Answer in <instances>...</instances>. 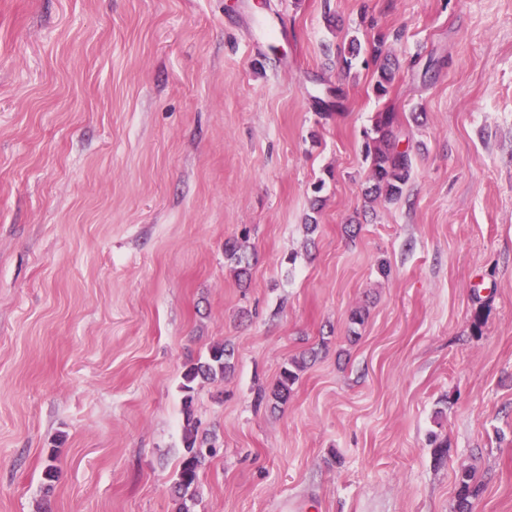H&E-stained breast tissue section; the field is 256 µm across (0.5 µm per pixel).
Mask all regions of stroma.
I'll list each match as a JSON object with an SVG mask.
<instances>
[{
    "instance_id": "obj_1",
    "label": "stroma",
    "mask_w": 512,
    "mask_h": 512,
    "mask_svg": "<svg viewBox=\"0 0 512 512\" xmlns=\"http://www.w3.org/2000/svg\"><path fill=\"white\" fill-rule=\"evenodd\" d=\"M224 342L192 512H512V0H0V512H175ZM388 39V34L378 32L367 43V48H365V53L376 67L378 73L375 91L380 96L388 93L389 85L394 77V70L398 67L396 61L392 59L389 51L386 49ZM398 125L397 112H379L371 129L373 136L369 132L365 134L364 153L369 163V181L372 182L366 192L368 202L399 200L411 178L413 158L409 148H400L396 134ZM246 240L228 239L224 243V256L231 264L232 270L240 285L250 280V263L247 253ZM233 359L234 350L225 342L212 346L203 361L199 359L197 362L191 363L186 367L183 372V384L181 388L186 393L183 403L188 426L191 425V392L194 390L193 384L197 379L214 380L218 376L225 378L234 370ZM316 352L314 350L305 351L299 357L294 358L290 367H284L279 375L277 381L271 387L269 393L266 390H260L257 393V403H262L264 400H270L275 406L279 404H286L290 396L292 386L299 378L298 371H301L308 361L315 358ZM197 428L193 425L184 436V455L179 463L174 483L177 512H190L187 501L194 498L198 482V471L206 455L213 456V447L205 448L207 438L198 440Z\"/></svg>"
}]
</instances>
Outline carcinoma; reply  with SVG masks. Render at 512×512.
I'll return each mask as SVG.
<instances>
[{"label":"carcinoma","mask_w":512,"mask_h":512,"mask_svg":"<svg viewBox=\"0 0 512 512\" xmlns=\"http://www.w3.org/2000/svg\"><path fill=\"white\" fill-rule=\"evenodd\" d=\"M398 38L399 34L392 36L386 33H377L367 43V48H361L357 39L350 40L348 55L342 57L343 66L347 69L353 66L360 52H365L376 67L378 80L375 91L383 96L388 93L389 85L394 77L397 63L392 59L386 49L389 38ZM399 125L398 114L387 110L375 116L371 133L365 134V159L369 163V181L371 187L366 192L368 201L374 202L382 199L386 202L399 200L408 184L412 170L413 158L411 151L400 148L396 134ZM224 256L231 264L232 270L239 284L243 285L250 280V263L247 246L244 241L229 239L224 243ZM316 352L305 351L293 359L290 366L282 369L279 378L270 391L260 390L257 393V403L270 400L274 405H283L288 402L292 386L299 378L298 371L302 370L307 362L313 360ZM234 350L228 343L212 346L205 359L199 360L186 367L183 372L182 389L185 391L184 411L186 417H191L193 384L198 379L214 380L220 376L226 377L234 370ZM207 439L197 436V428L187 429L184 436V455L179 463L174 483L177 512H189L187 502L193 500L198 482V471L206 456L214 455L211 447H205ZM474 475L467 471L462 475L457 491V512H471V498L477 494L473 485Z\"/></svg>","instance_id":"1"}]
</instances>
